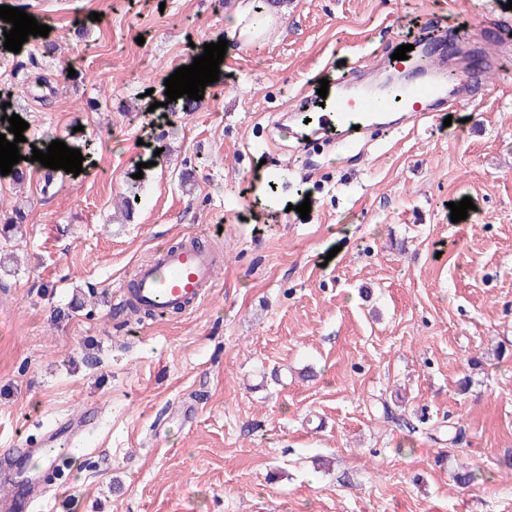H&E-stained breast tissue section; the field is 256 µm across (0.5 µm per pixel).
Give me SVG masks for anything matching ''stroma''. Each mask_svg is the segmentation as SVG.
Here are the masks:
<instances>
[{
    "label": "stroma",
    "mask_w": 512,
    "mask_h": 512,
    "mask_svg": "<svg viewBox=\"0 0 512 512\" xmlns=\"http://www.w3.org/2000/svg\"><path fill=\"white\" fill-rule=\"evenodd\" d=\"M507 2L283 0L184 114L164 82L223 37L239 0H0L50 28L0 46V95L28 146L84 158L49 181L27 166L20 189L0 177V200L27 214L0 237L16 256L0 269V449L84 424L42 512H512ZM461 23L469 59L445 65L467 110L369 130L360 156L316 140L298 159L279 138L316 75L375 78L399 46L432 30L455 43ZM138 172L127 219L115 203ZM191 237L224 254L196 310L143 321L114 307L135 264ZM450 422L456 446L439 438ZM463 470L481 481L457 484Z\"/></svg>",
    "instance_id": "obj_1"
}]
</instances>
